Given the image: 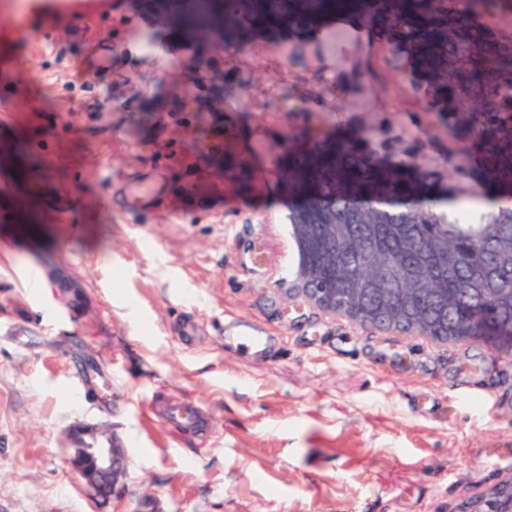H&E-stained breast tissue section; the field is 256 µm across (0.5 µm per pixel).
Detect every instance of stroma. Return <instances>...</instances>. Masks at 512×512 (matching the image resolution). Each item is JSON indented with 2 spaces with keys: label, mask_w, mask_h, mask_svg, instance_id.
<instances>
[{
  "label": "stroma",
  "mask_w": 512,
  "mask_h": 512,
  "mask_svg": "<svg viewBox=\"0 0 512 512\" xmlns=\"http://www.w3.org/2000/svg\"><path fill=\"white\" fill-rule=\"evenodd\" d=\"M62 2L20 29L31 0H0V512H457L512 479V349L288 296L293 140H352L450 190L449 151L479 159L416 72L340 19L147 52L132 0ZM157 168L190 210L126 211V182ZM189 403L197 423L170 424ZM78 426L126 450L107 503L70 465Z\"/></svg>",
  "instance_id": "stroma-1"
}]
</instances>
